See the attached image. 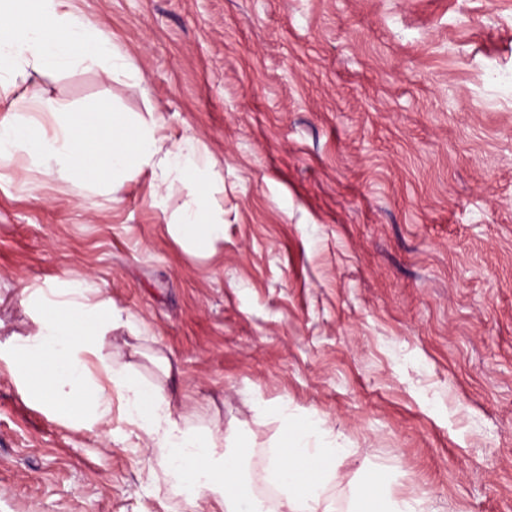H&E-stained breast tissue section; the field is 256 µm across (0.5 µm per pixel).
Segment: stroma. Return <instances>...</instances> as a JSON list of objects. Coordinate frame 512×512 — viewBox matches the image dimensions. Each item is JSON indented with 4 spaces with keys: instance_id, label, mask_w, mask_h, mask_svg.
Segmentation results:
<instances>
[{
    "instance_id": "1",
    "label": "stroma",
    "mask_w": 512,
    "mask_h": 512,
    "mask_svg": "<svg viewBox=\"0 0 512 512\" xmlns=\"http://www.w3.org/2000/svg\"><path fill=\"white\" fill-rule=\"evenodd\" d=\"M137 75L28 72L16 95L106 99L192 133L224 181V242L169 230L188 189L80 196L0 163V343L22 291L94 282L172 352L263 469L282 429L345 440L338 512L394 467L424 512H512V0H70ZM494 67L503 79L486 76ZM120 406L65 423L0 361V512H183Z\"/></svg>"
}]
</instances>
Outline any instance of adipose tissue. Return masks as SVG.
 Masks as SVG:
<instances>
[{
  "mask_svg": "<svg viewBox=\"0 0 512 512\" xmlns=\"http://www.w3.org/2000/svg\"><path fill=\"white\" fill-rule=\"evenodd\" d=\"M98 68L112 76L135 72L132 60L112 45L109 34L73 16L69 0H0V161L23 159L19 180L35 171L67 178L85 189L111 194L125 182L150 174L154 206H164V189L192 188L173 235L194 253L209 256L224 238V187L201 161L191 133L171 138L161 132L157 113L131 116L109 102L85 112L40 95L18 98L14 88L28 71ZM35 327L0 353L23 395L68 421L109 425L112 404L146 436L151 457L171 491L194 508L213 503L221 512H268L253 490L260 480L277 487L275 512H336L328 488L346 448L315 413L297 415L287 404L271 405L282 435L260 478L242 474L249 447L219 418H204L199 407L175 406L170 383L175 366L161 351L124 347L116 333L133 329L100 289L80 280L27 296ZM144 355L158 369L149 382L134 369ZM392 467L374 466L352 495L347 512H418L417 501L396 493Z\"/></svg>",
  "mask_w": 512,
  "mask_h": 512,
  "instance_id": "1",
  "label": "adipose tissue"
}]
</instances>
